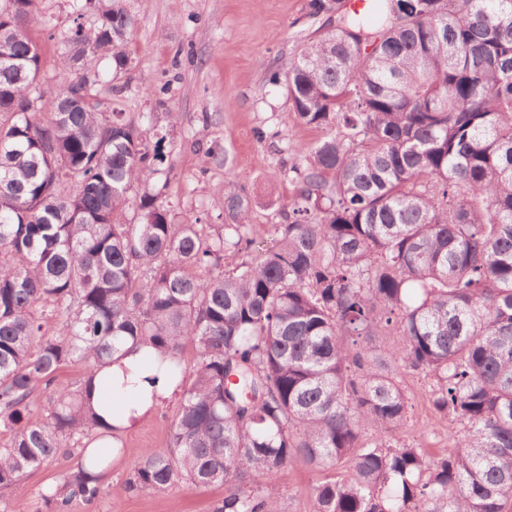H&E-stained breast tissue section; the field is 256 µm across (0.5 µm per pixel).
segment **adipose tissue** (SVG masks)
I'll use <instances>...</instances> for the list:
<instances>
[{"mask_svg":"<svg viewBox=\"0 0 512 512\" xmlns=\"http://www.w3.org/2000/svg\"><path fill=\"white\" fill-rule=\"evenodd\" d=\"M178 392L166 373L148 360L144 347L130 345L113 357L104 378L93 379L86 401L121 436Z\"/></svg>","mask_w":512,"mask_h":512,"instance_id":"ef3b65f1","label":"adipose tissue"}]
</instances>
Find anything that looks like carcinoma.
Segmentation results:
<instances>
[{
    "label": "carcinoma",
    "instance_id": "obj_1",
    "mask_svg": "<svg viewBox=\"0 0 512 512\" xmlns=\"http://www.w3.org/2000/svg\"><path fill=\"white\" fill-rule=\"evenodd\" d=\"M37 2L0 0V488L99 438L84 386L131 342L180 388L132 496L222 484L213 512H285L278 477L304 464L312 512H512V0H307L318 36L270 83L320 136L268 248L232 179L224 223H174L161 141L100 110L96 61L128 65L122 0H91L83 74L49 94ZM411 372L461 425L437 458L397 438ZM109 463L38 499L96 504Z\"/></svg>",
    "mask_w": 512,
    "mask_h": 512
}]
</instances>
